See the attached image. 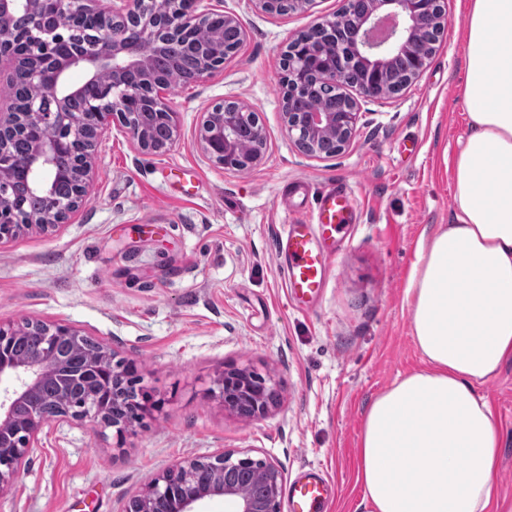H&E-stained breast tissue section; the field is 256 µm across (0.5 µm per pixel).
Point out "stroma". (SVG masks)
I'll use <instances>...</instances> for the list:
<instances>
[{
    "label": "stroma",
    "instance_id": "35a3bbf8",
    "mask_svg": "<svg viewBox=\"0 0 512 512\" xmlns=\"http://www.w3.org/2000/svg\"><path fill=\"white\" fill-rule=\"evenodd\" d=\"M222 2L246 31L212 77L172 90L181 137L146 155L119 130L98 142L91 192L51 233L0 242V323H66L133 362L159 410L124 440L85 422L39 433L0 512H124L176 462L222 449L269 458L284 479L318 468L337 487L327 512H363L356 452L370 402L424 368L405 290L421 238L453 219L452 170L468 131L460 84L467 0H446L448 24L428 67L400 94L360 100L351 145L300 152L285 128L281 54L344 0L273 17L255 0ZM253 110L267 150L237 172L207 160L196 134L208 107ZM304 181L307 197L283 198ZM332 185L352 190L349 233L317 306L299 310L274 249L282 224ZM236 365L273 377L278 398L247 420L228 411L217 380ZM504 440L496 480L512 512V364L480 386Z\"/></svg>",
    "mask_w": 512,
    "mask_h": 512
}]
</instances>
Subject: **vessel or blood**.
I'll return each instance as SVG.
<instances>
[{
	"mask_svg": "<svg viewBox=\"0 0 512 512\" xmlns=\"http://www.w3.org/2000/svg\"><path fill=\"white\" fill-rule=\"evenodd\" d=\"M354 205L351 192L331 186L320 192L304 217L283 225L276 249L284 269V285L300 309L320 298L336 259L335 243L343 232ZM336 487L322 470L308 468L288 484L289 512H325Z\"/></svg>",
	"mask_w": 512,
	"mask_h": 512,
	"instance_id": "1",
	"label": "vessel or blood"
}]
</instances>
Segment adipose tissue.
Returning a JSON list of instances; mask_svg holds the SVG:
<instances>
[{
  "mask_svg": "<svg viewBox=\"0 0 512 512\" xmlns=\"http://www.w3.org/2000/svg\"><path fill=\"white\" fill-rule=\"evenodd\" d=\"M454 219L420 245L407 299L425 366L365 411L366 512H495L501 433L479 386L512 364V0H470Z\"/></svg>",
  "mask_w": 512,
  "mask_h": 512,
  "instance_id": "1",
  "label": "adipose tissue"
}]
</instances>
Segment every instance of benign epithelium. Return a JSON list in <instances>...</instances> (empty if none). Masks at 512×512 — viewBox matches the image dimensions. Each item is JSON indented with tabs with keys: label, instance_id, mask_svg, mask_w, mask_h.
I'll list each match as a JSON object with an SVG mask.
<instances>
[{
	"label": "benign epithelium",
	"instance_id": "obj_1",
	"mask_svg": "<svg viewBox=\"0 0 512 512\" xmlns=\"http://www.w3.org/2000/svg\"><path fill=\"white\" fill-rule=\"evenodd\" d=\"M200 0L188 9L172 10L173 0H0V37L9 35L14 14L25 11L29 25L16 43L0 44V65L14 68V82L26 88L20 102L0 104V242L29 232L48 233L78 211L91 190L95 146L114 123L144 154L157 152L147 127L138 121L142 112L158 117L170 130L171 142L181 133L179 112L167 99L169 85L158 72L156 57L162 52V36L192 39L197 30L209 25L214 9L198 10ZM100 20L95 35L64 50L75 41L71 28L46 24L45 14L66 13L73 4ZM368 7L353 21L351 49L367 69V81L358 90L366 98L376 97L392 59L400 54L410 58L413 82L428 66L434 51L415 39L419 26L434 16V0H367ZM204 58L196 79L215 74L226 60L222 40L215 38L202 47ZM288 84L296 93L309 75L324 83L339 82V73L306 54L296 40L287 45ZM87 71L80 86H72L67 74L73 68ZM91 85L103 86V96L90 100L87 111L74 112L70 102ZM282 115L288 136L309 144L305 154L321 157L322 140H336V153L351 143L360 118L356 98L348 96L343 112L288 111ZM247 112H226L224 102L202 113L196 142L209 160L226 170L245 171L256 166L267 148L263 127L255 125V148L240 151L237 132L246 123ZM26 137L32 150L22 163L10 154V142ZM65 177L74 185L73 197L62 201L54 196L51 176ZM28 180L32 193L44 205L37 214L26 210L23 197L9 193L16 180ZM39 327L44 344L26 356H13L3 344L15 336ZM68 341L82 345L92 338L72 326L23 320L0 324V495L10 489L27 458L38 447L41 429L55 421L89 420L115 431L118 439L143 420L158 402L140 385L134 366L114 361V353L95 342V357L72 366L59 357L57 344ZM224 408L239 413L243 404L251 407L250 418L264 416L277 396L275 381L247 368L229 366L218 379ZM70 393V402L54 415L43 407L50 388ZM283 482L279 466L268 458H254L247 451L220 450L209 456L181 461L153 479L142 492L133 495L125 512H155L165 500L170 512H199L208 499L222 496L231 512H281Z\"/></svg>",
	"mask_w": 512,
	"mask_h": 512
}]
</instances>
